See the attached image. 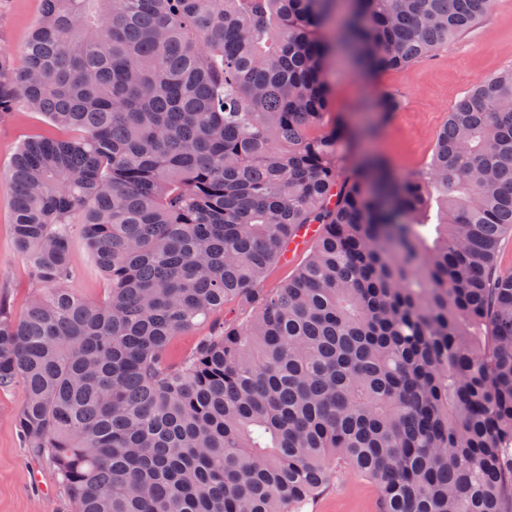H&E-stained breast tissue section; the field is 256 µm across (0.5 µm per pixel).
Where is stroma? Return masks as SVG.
Instances as JSON below:
<instances>
[{
  "instance_id": "obj_1",
  "label": "stroma",
  "mask_w": 512,
  "mask_h": 512,
  "mask_svg": "<svg viewBox=\"0 0 512 512\" xmlns=\"http://www.w3.org/2000/svg\"><path fill=\"white\" fill-rule=\"evenodd\" d=\"M38 0H0V48L17 50L37 17ZM512 69V0H492L474 26L448 42L436 56L375 77L339 63L328 71L336 113L362 132V154L384 159L393 173L406 177L425 171L439 131L454 103L476 84ZM391 93L400 100L387 119L368 110L374 98ZM54 127L38 113L22 109L0 119V303L21 317L34 290L26 257L12 234V192L6 166L19 143L49 136ZM73 292L100 300L105 283L94 270L85 242L71 247ZM25 391L22 382L0 388V512H72L65 488L48 458L23 443L15 424ZM305 512H380L375 484L346 473L333 481Z\"/></svg>"
}]
</instances>
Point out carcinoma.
I'll list each match as a JSON object with an SVG mask.
<instances>
[{
  "instance_id": "obj_1",
  "label": "carcinoma",
  "mask_w": 512,
  "mask_h": 512,
  "mask_svg": "<svg viewBox=\"0 0 512 512\" xmlns=\"http://www.w3.org/2000/svg\"><path fill=\"white\" fill-rule=\"evenodd\" d=\"M491 0H40L0 50L38 283L0 304V387L73 512H302L352 470L381 512H512V70L458 100L427 171L352 160L329 64L429 58ZM391 94L375 109L397 111ZM315 244L258 285L295 232ZM79 232L98 302L66 283ZM238 303L178 360L171 339ZM318 232L319 228L318 226L315 225L306 226L298 230L291 244V248H301L307 242L308 243L304 246V248L301 251L296 253L295 256L291 255L290 257H288V255H285L283 261L291 258L288 261V264H277L269 271L268 276L262 286L264 291L270 292L273 290V288H278L283 281L288 279V276L292 274L294 268L296 267L300 259L299 256H302L305 253V251L313 244L314 240L312 239L316 238Z\"/></svg>"
}]
</instances>
